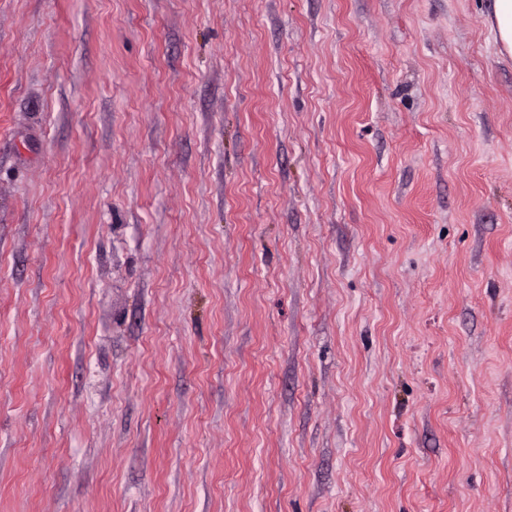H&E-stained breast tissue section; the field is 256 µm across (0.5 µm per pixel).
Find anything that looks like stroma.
Listing matches in <instances>:
<instances>
[{
	"label": "stroma",
	"mask_w": 512,
	"mask_h": 512,
	"mask_svg": "<svg viewBox=\"0 0 512 512\" xmlns=\"http://www.w3.org/2000/svg\"><path fill=\"white\" fill-rule=\"evenodd\" d=\"M493 0H0V512H512Z\"/></svg>",
	"instance_id": "1"
}]
</instances>
